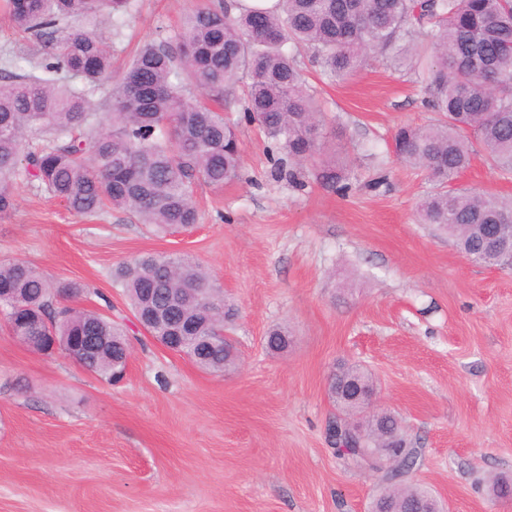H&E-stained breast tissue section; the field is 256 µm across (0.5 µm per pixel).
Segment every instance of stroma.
I'll use <instances>...</instances> for the list:
<instances>
[{
    "label": "stroma",
    "instance_id": "1",
    "mask_svg": "<svg viewBox=\"0 0 512 512\" xmlns=\"http://www.w3.org/2000/svg\"><path fill=\"white\" fill-rule=\"evenodd\" d=\"M198 0H134L102 25L113 64L137 45L176 41ZM324 133L354 172L339 194L311 165L276 178L257 124L232 112L240 180L196 194L199 222L162 235L112 209L80 219L21 181L0 218V262L28 261L87 288L82 307L129 331L125 379L20 345L0 325V512H367L375 472L348 465L327 428L338 364L373 374V410L395 414L421 450L411 480L450 512H512L493 479L512 476V271L468 261L417 204L435 188L392 146L402 124L427 126L426 93L408 68L371 59L323 82L299 56ZM455 188L512 198V175L476 147ZM192 254L238 308L236 366L222 375L166 351L136 322L113 269L145 253ZM287 329V351L265 338Z\"/></svg>",
    "mask_w": 512,
    "mask_h": 512
}]
</instances>
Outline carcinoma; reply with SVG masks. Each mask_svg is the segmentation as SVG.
<instances>
[{"label": "carcinoma", "mask_w": 512, "mask_h": 512, "mask_svg": "<svg viewBox=\"0 0 512 512\" xmlns=\"http://www.w3.org/2000/svg\"><path fill=\"white\" fill-rule=\"evenodd\" d=\"M14 26L44 50L31 70L0 76V216L14 208L15 180L34 182L78 217L107 208L128 211L159 233L198 222L193 202L199 184L220 188L241 176L243 150L236 124L224 118L235 89L246 91L243 119L257 122L268 140L275 174L287 162L307 163L326 188L351 189L346 165L326 153L323 113L295 53L309 50L329 81L358 72L372 56L399 59L424 85L439 123L397 128L394 149L407 165L426 170L437 190L420 204L422 222L448 234L472 261L511 269L479 224H500L512 245V200L450 189L469 166L473 143L486 161L512 173V0H279L272 9L208 0L187 15L176 46L144 43L118 75L112 46L97 32L106 16L130 15L133 0H6ZM201 89L199 97L191 88ZM37 133L42 143L24 150ZM115 285L133 313L149 306L177 311L190 326L180 347L209 373L235 365L221 340L236 317L212 273L188 255L146 253L118 266ZM82 284L53 279L23 260L0 262V322L26 316L14 336L42 351L55 336L59 352L108 382L122 368L126 330L107 314L73 301ZM72 336H94L98 349L84 355ZM267 349H288V334L274 328ZM358 383L362 393L342 411L364 408L374 383L357 365L332 377L331 391ZM371 448H388L397 468L381 474L377 512H442L428 490L403 482L419 466L421 451L405 438L395 415L382 411L354 423Z\"/></svg>", "instance_id": "carcinoma-1"}]
</instances>
